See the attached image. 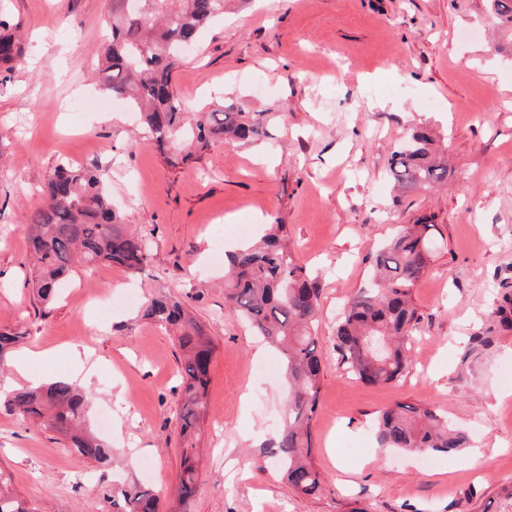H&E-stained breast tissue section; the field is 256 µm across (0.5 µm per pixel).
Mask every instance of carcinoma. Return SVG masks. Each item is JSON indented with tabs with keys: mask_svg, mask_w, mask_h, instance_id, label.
<instances>
[{
	"mask_svg": "<svg viewBox=\"0 0 512 512\" xmlns=\"http://www.w3.org/2000/svg\"><path fill=\"white\" fill-rule=\"evenodd\" d=\"M112 22L102 52L99 78L105 90L140 115L145 140L173 167L198 161L217 143L231 146L268 136L265 112H247L231 103L222 109L186 110L176 93L173 73L198 44L200 32L224 14V0H114ZM501 36L512 44V0H488ZM18 26L0 15V74L23 59ZM389 176L400 188H430L448 179V164L436 156L433 139L413 130L389 160ZM44 204L26 225L29 250L36 260L33 288L48 305L74 265L110 264L135 275L149 266L146 236L129 230L94 168L59 167L43 187ZM278 224L259 245L229 254L224 288L238 315L283 358L288 401L269 454L288 487L303 495L323 490V474L312 458L311 421L318 406L321 360L314 331L320 314L319 292L306 268L297 264ZM432 225L420 220L399 229L372 259L373 280L345 304L336 326L341 366L368 385L403 378L409 369L408 343L418 324L411 288L432 261ZM143 316L175 326L183 354L182 438L177 502L193 500L201 421L215 347L210 336L180 301L151 299ZM26 332L0 327V370ZM385 343L374 355L372 341ZM89 399L78 385L54 381L36 389L0 393V410L17 414L68 438L80 456L104 464L111 446L86 427ZM381 447L422 454H451L467 447L468 436L435 406L398 403L375 417ZM116 512H160L159 493L134 485L113 491ZM0 512H39L10 488L0 471Z\"/></svg>",
	"mask_w": 512,
	"mask_h": 512,
	"instance_id": "obj_1",
	"label": "carcinoma"
}]
</instances>
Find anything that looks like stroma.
<instances>
[{"instance_id":"obj_1","label":"stroma","mask_w":512,"mask_h":512,"mask_svg":"<svg viewBox=\"0 0 512 512\" xmlns=\"http://www.w3.org/2000/svg\"><path fill=\"white\" fill-rule=\"evenodd\" d=\"M112 0H0L25 61L0 84V326L47 352L23 371L70 379L72 345L103 360L83 388L91 420L109 413L102 466L49 427L0 411V469L39 512H113V487L170 494L181 465V351L175 329L142 319L158 295L182 300L215 344L199 492L187 512H488L512 481V46L485 0H226L174 73L192 110L268 112L270 139L169 166L138 119L106 95L97 52ZM113 115L101 122L102 112ZM425 128L448 154L445 184L401 192L394 147ZM105 175L125 224L152 246L146 271L76 267L50 308L32 288L24 224L60 163ZM433 224V257L412 288L419 315L400 381L351 379L335 351L344 303L401 225ZM286 227L316 279L322 362L311 423L321 493L282 481L268 455L288 389L281 364L224 295L215 241L256 243ZM398 403L435 404L482 460L381 448L373 421Z\"/></svg>"}]
</instances>
